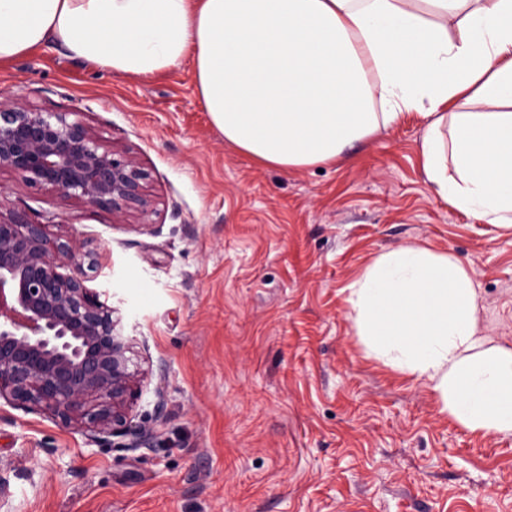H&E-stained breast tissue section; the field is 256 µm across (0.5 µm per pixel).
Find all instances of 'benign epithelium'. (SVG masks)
<instances>
[{
    "instance_id": "7a95c632",
    "label": "benign epithelium",
    "mask_w": 512,
    "mask_h": 512,
    "mask_svg": "<svg viewBox=\"0 0 512 512\" xmlns=\"http://www.w3.org/2000/svg\"><path fill=\"white\" fill-rule=\"evenodd\" d=\"M0 168L31 187L145 214L138 161L101 142L70 112L0 102ZM92 252L49 237L24 214L0 216V400L74 423L93 440L141 433L128 420L146 370L134 361L136 337L116 310L85 285Z\"/></svg>"
}]
</instances>
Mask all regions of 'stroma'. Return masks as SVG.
<instances>
[{"instance_id": "stroma-1", "label": "stroma", "mask_w": 512, "mask_h": 512, "mask_svg": "<svg viewBox=\"0 0 512 512\" xmlns=\"http://www.w3.org/2000/svg\"><path fill=\"white\" fill-rule=\"evenodd\" d=\"M77 112L148 174L142 225L0 168V213L98 257L151 374L139 447L0 401V512H512V436L439 412L423 381L365 358L346 288L417 244L470 265L479 329L512 346V229L441 199L410 112L323 167L225 141L190 64L118 76L49 45L0 68V100Z\"/></svg>"}]
</instances>
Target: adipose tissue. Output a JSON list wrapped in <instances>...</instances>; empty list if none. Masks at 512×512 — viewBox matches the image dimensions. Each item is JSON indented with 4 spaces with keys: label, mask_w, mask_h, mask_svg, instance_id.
Listing matches in <instances>:
<instances>
[{
    "label": "adipose tissue",
    "mask_w": 512,
    "mask_h": 512,
    "mask_svg": "<svg viewBox=\"0 0 512 512\" xmlns=\"http://www.w3.org/2000/svg\"><path fill=\"white\" fill-rule=\"evenodd\" d=\"M49 43L120 76L191 60L225 141L284 170L420 112L436 194L512 228V0H0V67ZM348 290L366 357L465 430L512 436V347L481 335L472 267L407 245Z\"/></svg>",
    "instance_id": "obj_1"
}]
</instances>
